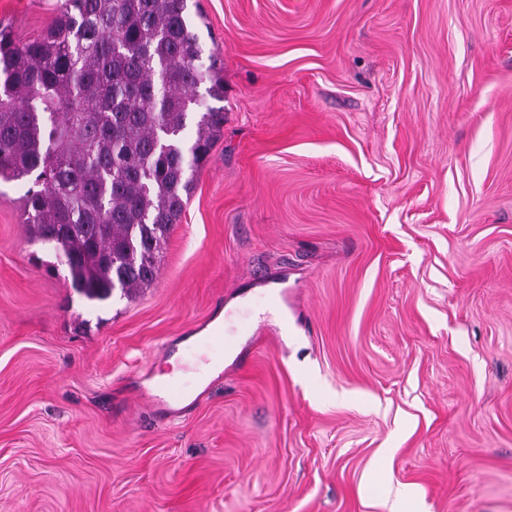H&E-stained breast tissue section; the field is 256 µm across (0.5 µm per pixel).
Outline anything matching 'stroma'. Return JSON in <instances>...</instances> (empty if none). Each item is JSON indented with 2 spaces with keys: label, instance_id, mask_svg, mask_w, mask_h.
Wrapping results in <instances>:
<instances>
[{
  "label": "stroma",
  "instance_id": "stroma-1",
  "mask_svg": "<svg viewBox=\"0 0 512 512\" xmlns=\"http://www.w3.org/2000/svg\"><path fill=\"white\" fill-rule=\"evenodd\" d=\"M197 3L224 130L150 287L0 182V512H512V0ZM180 352L224 368L165 418Z\"/></svg>",
  "mask_w": 512,
  "mask_h": 512
}]
</instances>
